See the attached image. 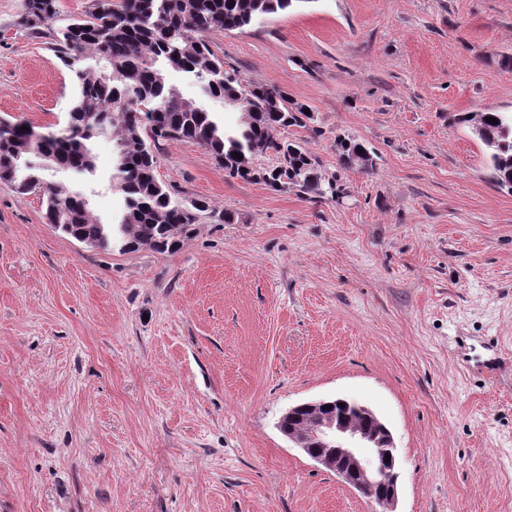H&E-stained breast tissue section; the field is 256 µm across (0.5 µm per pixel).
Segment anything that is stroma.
<instances>
[{"instance_id":"1","label":"stroma","mask_w":512,"mask_h":512,"mask_svg":"<svg viewBox=\"0 0 512 512\" xmlns=\"http://www.w3.org/2000/svg\"><path fill=\"white\" fill-rule=\"evenodd\" d=\"M0 0V117L44 133L74 102L53 32ZM305 105L283 138L341 198L228 176L192 141L156 174L206 201L175 251H103L0 182V512H381L291 447L293 405L376 411L398 512H512V193L453 117L512 112V0H302L209 37ZM377 155L337 165L336 139ZM111 223L114 143L92 144Z\"/></svg>"}]
</instances>
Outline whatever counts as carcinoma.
I'll return each mask as SVG.
<instances>
[{
	"mask_svg": "<svg viewBox=\"0 0 512 512\" xmlns=\"http://www.w3.org/2000/svg\"><path fill=\"white\" fill-rule=\"evenodd\" d=\"M296 0H93L91 10L57 31L58 59L72 73L78 93L66 127L29 143L21 125L0 119V181L20 193L39 190L45 218L65 235L102 250L148 248L164 253L177 248L209 210L203 201L187 207L158 180L156 152L164 142L193 141L204 147L229 176L262 182L273 191L296 188L309 195H339V186L322 184L317 160L302 145L274 138L273 131L304 127L311 115L288 102L280 88L245 80L224 63L206 37L240 30L293 6ZM56 15V0H25L21 25L34 34ZM186 74L203 93L237 102V127L187 102L169 83V71ZM494 117L493 125L486 118ZM486 149L489 177L512 192V112L461 113ZM112 133V189L118 196L117 222L108 229L92 215L82 192L44 178L41 158L74 175L92 174L94 137ZM276 153L279 164L260 168L258 156ZM241 157L236 158L232 153ZM344 171L374 170L365 145L351 138L336 143Z\"/></svg>",
	"mask_w": 512,
	"mask_h": 512,
	"instance_id": "cac0c4a2",
	"label": "carcinoma"
}]
</instances>
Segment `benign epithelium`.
<instances>
[{
  "mask_svg": "<svg viewBox=\"0 0 512 512\" xmlns=\"http://www.w3.org/2000/svg\"><path fill=\"white\" fill-rule=\"evenodd\" d=\"M342 402L350 404L337 398L296 405L281 416L278 428L293 447L378 504L383 512H396L399 461L393 435L376 413L364 405L358 408L376 424L373 433L325 410L327 405Z\"/></svg>",
  "mask_w": 512,
  "mask_h": 512,
  "instance_id": "7a95c632",
  "label": "benign epithelium"
}]
</instances>
